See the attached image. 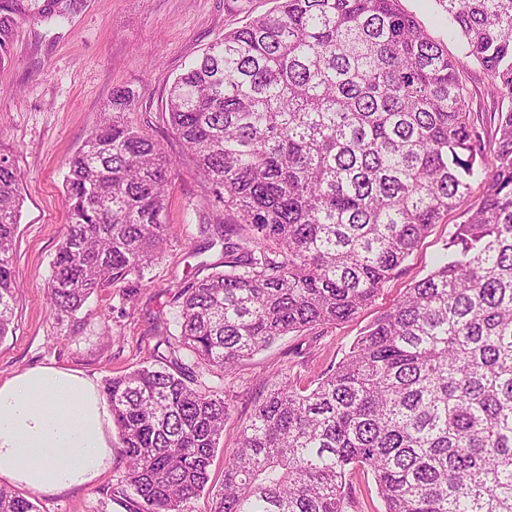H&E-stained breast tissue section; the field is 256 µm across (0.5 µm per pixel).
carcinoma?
I'll use <instances>...</instances> for the list:
<instances>
[{"instance_id": "obj_1", "label": "carcinoma", "mask_w": 512, "mask_h": 512, "mask_svg": "<svg viewBox=\"0 0 512 512\" xmlns=\"http://www.w3.org/2000/svg\"><path fill=\"white\" fill-rule=\"evenodd\" d=\"M174 82L167 121L224 205V270L188 283L177 348L228 370L278 337L354 317L433 225L482 193L448 253L356 338L336 367L286 376L255 406L213 512H344L356 471L385 512H512V108L493 162L461 72L512 95V0H439L465 41L451 58L399 0H276ZM75 0H45L56 24ZM24 0H0V65ZM131 92L68 161V229L46 283L58 314L163 254L167 159L125 124ZM23 196L0 154V340L12 323ZM186 368L142 366L103 392L126 459L129 512H183L224 436V398ZM0 512H37L0 486Z\"/></svg>"}]
</instances>
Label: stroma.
<instances>
[{
  "instance_id": "stroma-1",
  "label": "stroma",
  "mask_w": 512,
  "mask_h": 512,
  "mask_svg": "<svg viewBox=\"0 0 512 512\" xmlns=\"http://www.w3.org/2000/svg\"><path fill=\"white\" fill-rule=\"evenodd\" d=\"M275 0H78L57 25L15 18L11 59L0 67V152L14 156L24 196L13 271L19 287L11 333L0 341V381L27 369L53 366L79 372L96 387L106 378L132 371L167 354L179 335L180 286L212 273L224 259L222 244L210 243L206 225L224 215L207 184L165 118L168 94L189 63L224 33L266 14ZM449 56L463 52L450 36L438 0H399ZM470 106L494 140L498 112L512 98L493 93L477 63L462 74ZM117 89L132 92L124 112L127 124L159 143L172 160L168 207L170 227L162 258L142 277H127L92 295L74 315L57 316L45 285L67 224L63 180L68 160L98 125ZM481 194L480 186L434 225L428 236L388 281L375 301L352 319L278 338L269 348L230 371L196 368L193 356L179 359L194 370L196 387L223 396L228 406L224 438L208 466L210 489L192 498L184 512H211V489L224 479L239 430L284 376L309 382L336 367L365 327L390 307L413 282L433 269L455 224ZM126 471L120 451L91 483L59 492H37L39 512H128L112 499Z\"/></svg>"
}]
</instances>
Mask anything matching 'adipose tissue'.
Returning <instances> with one entry per match:
<instances>
[{
    "label": "adipose tissue",
    "instance_id": "1",
    "mask_svg": "<svg viewBox=\"0 0 512 512\" xmlns=\"http://www.w3.org/2000/svg\"><path fill=\"white\" fill-rule=\"evenodd\" d=\"M108 419L79 374L46 366L0 382V479L34 492L91 482L112 461Z\"/></svg>",
    "mask_w": 512,
    "mask_h": 512
}]
</instances>
